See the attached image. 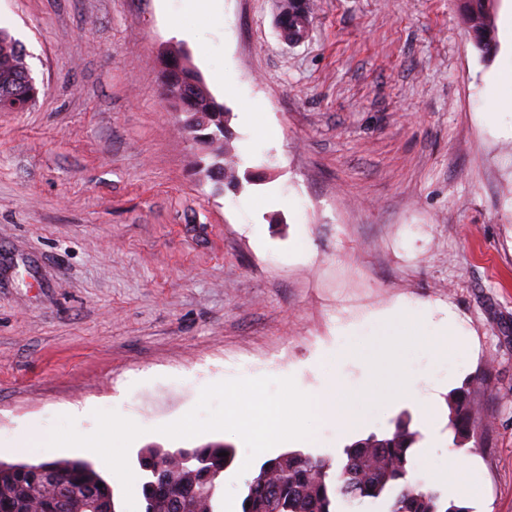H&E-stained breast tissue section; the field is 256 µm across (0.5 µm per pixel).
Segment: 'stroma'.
Instances as JSON below:
<instances>
[{
	"instance_id": "35a3bbf8",
	"label": "stroma",
	"mask_w": 512,
	"mask_h": 512,
	"mask_svg": "<svg viewBox=\"0 0 512 512\" xmlns=\"http://www.w3.org/2000/svg\"><path fill=\"white\" fill-rule=\"evenodd\" d=\"M287 2L0 0L40 89L30 111L0 112V460L37 459L7 446L23 424L71 415L89 434L118 407L144 429L129 456L231 445L222 492L239 501V469L262 463L239 436L159 426L241 366L316 394L337 328L376 338L374 314L408 301L470 341L452 372L408 363L436 409L434 461L480 468L471 512H512V0H496L489 58L460 0H316L288 45ZM171 53L233 114L237 191L206 177L211 146L161 95ZM484 374V424L457 445L445 397ZM404 412L424 430L402 399L343 438L318 417L313 439L269 454L336 462ZM291 4L290 14H288V10L282 14L279 13L276 23L284 41L298 42L307 36V22L312 8L311 3L307 1Z\"/></svg>"
}]
</instances>
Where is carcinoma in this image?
<instances>
[{
	"instance_id": "carcinoma-1",
	"label": "carcinoma",
	"mask_w": 512,
	"mask_h": 512,
	"mask_svg": "<svg viewBox=\"0 0 512 512\" xmlns=\"http://www.w3.org/2000/svg\"><path fill=\"white\" fill-rule=\"evenodd\" d=\"M462 15L476 48L484 56L497 48L494 13L486 0H461ZM168 76H183L197 82L192 91L196 101L171 100L175 111L185 114L207 110V91L191 69L179 67V57L167 59ZM38 90L26 63V53L7 32L0 30V111L14 105H34ZM216 113L206 132L216 145L208 177L228 188L239 187L237 162L224 152L228 127L224 126V105L214 101ZM454 437L467 440L479 424L478 409L469 390H452L446 397ZM412 418L400 415L394 430L379 437L371 434L343 449L336 465L324 459L289 451L262 463L257 474L246 481L240 512H337L340 500L353 502L385 497L390 512H469L448 500L434 485L416 478L409 469L410 456L421 439L411 428ZM234 449L222 442H211L175 451L154 446L137 453V463L146 478L141 491L144 512H224L221 483L224 471L234 459ZM163 466L170 478L159 482L153 475ZM53 470L57 486L44 488L38 469ZM104 506L118 512L111 485L85 459L40 462L0 461V512H96Z\"/></svg>"
}]
</instances>
